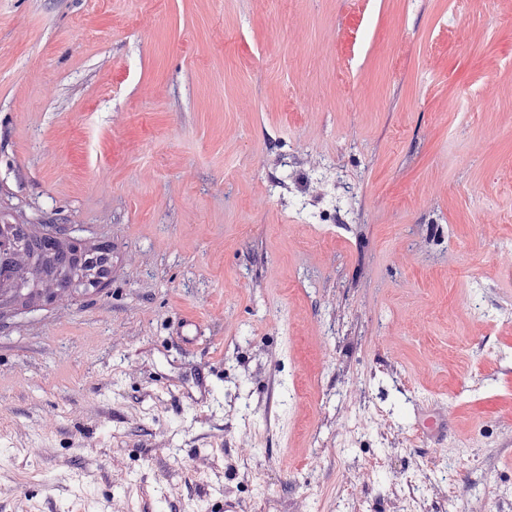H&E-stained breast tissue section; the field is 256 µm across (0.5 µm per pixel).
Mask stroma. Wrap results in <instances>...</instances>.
I'll use <instances>...</instances> for the list:
<instances>
[{"label":"stroma","instance_id":"obj_1","mask_svg":"<svg viewBox=\"0 0 512 512\" xmlns=\"http://www.w3.org/2000/svg\"><path fill=\"white\" fill-rule=\"evenodd\" d=\"M2 221L0 512H512V0H0ZM1 239H3L5 245L16 248L20 253H22V257L28 262H35V264L42 266L46 273H50L47 264L42 261L41 255L37 250L32 248L29 244H24L22 242L23 238L18 228L13 225L0 224V245ZM46 246L53 248L58 244L64 247L66 243L80 246L81 238L72 235L71 229L67 224H47L39 232ZM4 273V274H3ZM3 274V279L1 278ZM26 282L17 283L11 275L0 266V297L9 296L14 300L21 301L25 307L32 302L35 296L39 293L40 288H8V287H19L24 285Z\"/></svg>","mask_w":512,"mask_h":512}]
</instances>
